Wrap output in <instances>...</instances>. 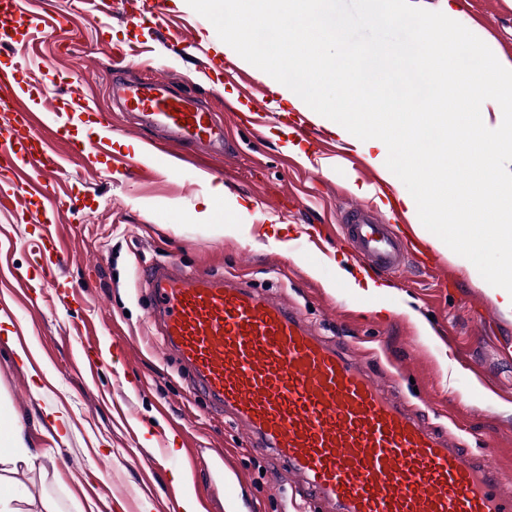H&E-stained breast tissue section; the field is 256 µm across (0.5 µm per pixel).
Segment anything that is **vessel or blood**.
Instances as JSON below:
<instances>
[{
    "label": "vessel or blood",
    "mask_w": 512,
    "mask_h": 512,
    "mask_svg": "<svg viewBox=\"0 0 512 512\" xmlns=\"http://www.w3.org/2000/svg\"><path fill=\"white\" fill-rule=\"evenodd\" d=\"M124 110L169 141L224 148V125L165 80L125 85ZM30 89L0 88V110L13 113L0 131V180L14 195L50 197L55 175L86 150L110 152L111 136L64 142ZM340 237L355 260L377 275L403 270L412 244L372 206H348ZM31 246L46 257V280L70 257L47 221ZM151 318L167 353L188 373V387L249 434L253 451L270 455L295 479L280 495L303 494L334 512H512L498 465L453 431L440 432L394 390L373 377L335 339L321 335L295 307L265 291L173 263L143 268Z\"/></svg>",
    "instance_id": "obj_1"
}]
</instances>
